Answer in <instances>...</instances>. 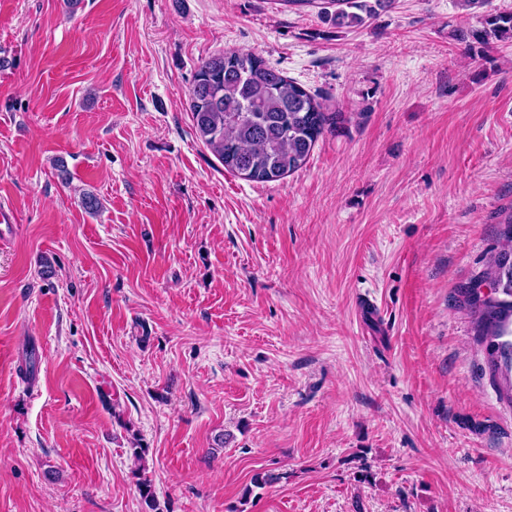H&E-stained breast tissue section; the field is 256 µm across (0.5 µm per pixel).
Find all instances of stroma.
Segmentation results:
<instances>
[{"mask_svg": "<svg viewBox=\"0 0 512 512\" xmlns=\"http://www.w3.org/2000/svg\"><path fill=\"white\" fill-rule=\"evenodd\" d=\"M475 24L0 0V512H144L133 432L160 512H512L461 294L512 205V42L465 49ZM226 51L348 122L280 180L231 174L189 109Z\"/></svg>", "mask_w": 512, "mask_h": 512, "instance_id": "35a3bbf8", "label": "stroma"}]
</instances>
